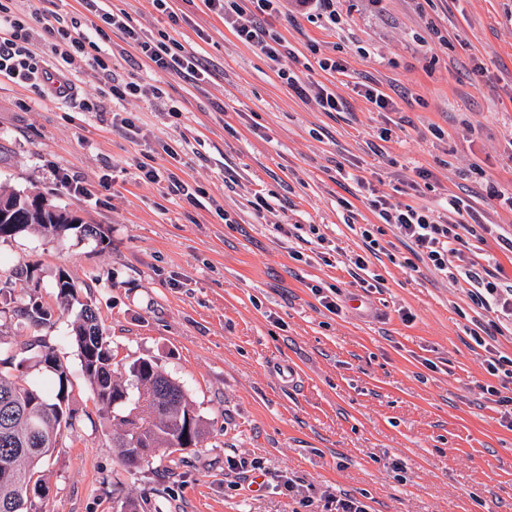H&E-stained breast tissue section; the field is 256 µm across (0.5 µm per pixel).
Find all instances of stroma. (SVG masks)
<instances>
[{
    "label": "stroma",
    "mask_w": 512,
    "mask_h": 512,
    "mask_svg": "<svg viewBox=\"0 0 512 512\" xmlns=\"http://www.w3.org/2000/svg\"><path fill=\"white\" fill-rule=\"evenodd\" d=\"M103 6L168 32L212 74L195 84L148 67L112 37L114 73L164 92L122 103L131 131L81 110L102 87L90 66L66 99L0 77V191L45 196L98 231L0 240V280L53 315L36 327L0 314V341L16 352L46 337L75 372L83 420L43 464L42 512H335L343 494L368 512H512V423L487 392L504 382L487 361L512 358V323L475 305L465 283L404 267L408 249L372 206L460 199L446 213L470 226L459 250L512 284V209L495 197L512 189V0H336L334 24L284 0L268 19L288 43L277 64L200 0H173L175 23L151 0ZM20 9L41 48L56 16L92 30L78 0ZM285 71L346 109L298 97ZM364 84L393 110L357 94ZM148 157L160 183L139 177ZM257 192L270 210H254ZM280 224L318 225L324 239L280 235ZM369 224L381 252L366 247ZM360 256L376 286L353 278ZM62 271L97 309L116 363L154 360L188 391L204 429L196 446L123 464L115 423L77 374ZM329 289L333 312L318 296ZM287 479L299 496L284 495Z\"/></svg>",
    "instance_id": "1"
}]
</instances>
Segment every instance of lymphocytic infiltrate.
<instances>
[{
	"label": "lymphocytic infiltrate",
	"mask_w": 512,
	"mask_h": 512,
	"mask_svg": "<svg viewBox=\"0 0 512 512\" xmlns=\"http://www.w3.org/2000/svg\"><path fill=\"white\" fill-rule=\"evenodd\" d=\"M17 0H0V76L23 84L48 86L59 98L69 97L73 86L65 72L66 66L84 62L109 77L106 90L99 97L87 99L84 111L104 112L109 104L141 96L160 97L158 87L135 81L112 79L107 57L99 54L100 43L109 41L111 34H121L126 43L157 69L194 78L202 73L203 63L197 52L186 49L169 33L147 35L134 27L126 12L108 11L101 0H81L85 11L96 17L93 36L78 33L77 22L59 19L53 29L52 52L59 56L63 68L42 67L40 50L29 27L21 18ZM207 11L221 18L243 43L256 47L270 61H278L286 51L284 40L262 25L265 15L277 11L282 0H201ZM378 217L391 226L400 240L406 241L412 253L434 269L448 274L458 273L469 285L471 299L497 317L512 321V285L491 281L489 272L477 268L475 262L464 260L456 247L465 224L447 221L434 210L410 205L401 208L387 206L384 200L373 203Z\"/></svg>",
	"instance_id": "lymphocytic-infiltrate-1"
}]
</instances>
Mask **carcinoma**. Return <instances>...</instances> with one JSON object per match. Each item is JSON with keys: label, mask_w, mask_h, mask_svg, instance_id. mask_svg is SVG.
<instances>
[{"label": "carcinoma", "mask_w": 512, "mask_h": 512, "mask_svg": "<svg viewBox=\"0 0 512 512\" xmlns=\"http://www.w3.org/2000/svg\"><path fill=\"white\" fill-rule=\"evenodd\" d=\"M0 196L7 198L10 221L19 234L34 230L58 238L61 230L67 233L78 229L76 224L61 223L67 211L51 202L48 206L58 212L56 222L49 213L42 216L31 212L26 195L1 192ZM55 288L60 306L69 308L76 300L78 285L62 271ZM18 312L37 325L50 323L51 314L32 296ZM70 340L78 352L82 377L91 386L97 404L111 412L119 426L113 443L126 466H150L154 451L161 447L177 452L183 447L182 427L187 424L191 425L190 445H197L202 420L186 389L163 376L157 363L144 358L129 366L132 382L123 381L112 363L110 343L92 305L80 304L71 323ZM38 347L36 365L52 375L51 391L12 373L23 366V362H15V355L0 357V512H15L24 484L32 480L44 483L42 461L58 447L64 431L75 433L81 424L80 416L70 407V368L46 341H39Z\"/></svg>", "instance_id": "obj_1"}]
</instances>
